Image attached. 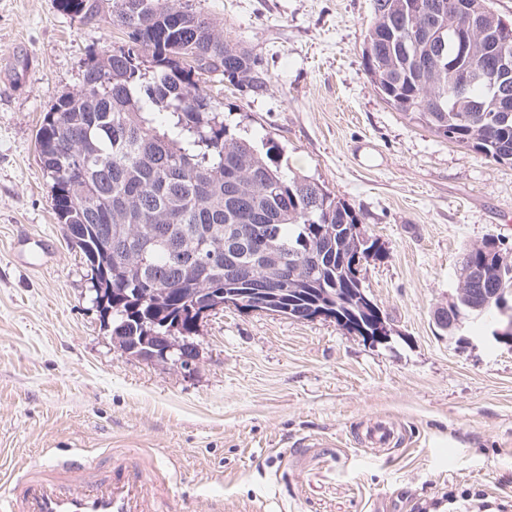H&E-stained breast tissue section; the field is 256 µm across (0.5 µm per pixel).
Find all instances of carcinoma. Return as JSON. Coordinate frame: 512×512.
<instances>
[{
	"label": "carcinoma",
	"mask_w": 512,
	"mask_h": 512,
	"mask_svg": "<svg viewBox=\"0 0 512 512\" xmlns=\"http://www.w3.org/2000/svg\"><path fill=\"white\" fill-rule=\"evenodd\" d=\"M372 0L363 32L364 70L382 99L452 143L498 163H512V112H475L470 101L491 104L495 91L474 83L467 97L455 93L448 62L459 48L448 33L443 46L409 32L436 24L452 0ZM59 7L86 20L100 14L99 0H59ZM112 26L126 36L106 58L92 55L82 87L61 96L45 113L36 134L39 163L50 181L59 223L87 260L99 252L88 213L107 218L112 237L125 243L119 258L91 264V287L126 289L142 302L140 312L166 319L182 316L202 289L224 300L257 288L271 271L261 255L236 249L237 273L224 275V226L272 224L282 256L298 269L283 284L280 313L288 318L314 300L329 301L345 318L344 329L363 335L367 314L347 292L361 278L352 260L316 265V253L345 239L381 254L378 239L359 229L364 217L324 186L282 164L283 148L269 136L224 122L208 82L225 80L254 96L268 80L256 57L232 42L200 9L174 0H112ZM474 63L491 66L499 54L487 37L475 39ZM420 69H411L413 58ZM467 264L489 272L480 288L512 292V267L494 268L491 253L474 247ZM151 288H168L154 297ZM139 327L130 302L116 296L112 325Z\"/></svg>",
	"instance_id": "1"
}]
</instances>
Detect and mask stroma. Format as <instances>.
<instances>
[{
    "mask_svg": "<svg viewBox=\"0 0 512 512\" xmlns=\"http://www.w3.org/2000/svg\"><path fill=\"white\" fill-rule=\"evenodd\" d=\"M190 2L269 78L258 98L213 83L226 123L275 138L378 238L361 278L391 338L228 306L200 324L193 371L121 352L35 136L90 55L124 35L58 0H0V65L17 68L0 77V469L137 452L170 480L149 486L166 490L165 512H211L218 498L224 512H418L452 488L512 498V350L481 322L456 343L433 317L456 299L467 248L512 251V164L380 98L361 58L371 0ZM378 420L396 431L385 448L362 441Z\"/></svg>",
    "mask_w": 512,
    "mask_h": 512,
    "instance_id": "1",
    "label": "stroma"
}]
</instances>
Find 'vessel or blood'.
<instances>
[{"label": "vessel or blood", "mask_w": 512, "mask_h": 512, "mask_svg": "<svg viewBox=\"0 0 512 512\" xmlns=\"http://www.w3.org/2000/svg\"><path fill=\"white\" fill-rule=\"evenodd\" d=\"M153 470L143 458L91 464L80 454L23 466L0 512H159L148 490Z\"/></svg>", "instance_id": "b4317fda"}]
</instances>
